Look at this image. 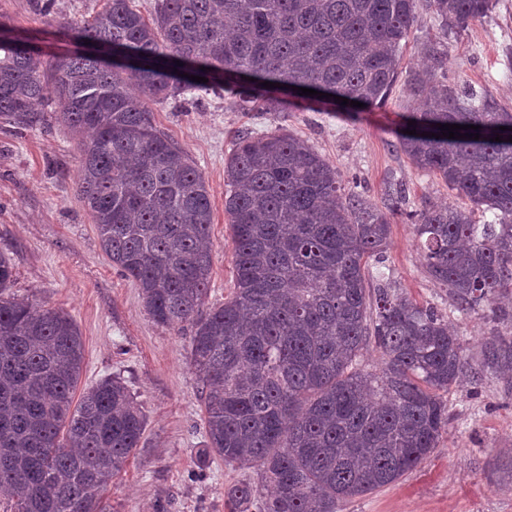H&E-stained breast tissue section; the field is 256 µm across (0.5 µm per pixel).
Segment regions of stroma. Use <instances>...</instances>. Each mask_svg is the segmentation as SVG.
<instances>
[{
	"instance_id": "stroma-1",
	"label": "stroma",
	"mask_w": 512,
	"mask_h": 512,
	"mask_svg": "<svg viewBox=\"0 0 512 512\" xmlns=\"http://www.w3.org/2000/svg\"><path fill=\"white\" fill-rule=\"evenodd\" d=\"M106 0H0V21L41 48L57 24L93 16ZM440 32L427 0H419L413 32L402 49L400 79L383 105L363 112L330 111L293 101L285 112L236 108L228 95L200 92L174 105H154L157 126L201 169L213 212L209 302L233 288L232 231L224 213V161L237 136L285 128L312 142L344 185L383 205L389 176L403 180L408 204L391 217L385 264H370V282L396 280L420 303L436 307L458 334L464 355L478 364L492 331L512 335V322L492 323L484 311L461 314L425 271L409 212L427 201L456 202L437 177L417 169L397 149L407 113L417 111L405 75L422 67L421 48ZM512 47V0H495L487 17L453 39L448 76L512 105V72L501 63ZM44 122L18 129L0 120V253L14 264L12 291L34 304L67 312L84 343L80 391L118 377L140 405L146 426L125 470L105 500L112 512H233L224 490L258 475L205 453L200 381L189 362L187 331L158 325L136 284L102 253L94 224L78 195L79 152L53 102ZM448 429L433 452L396 483L340 504L338 512H512V387L493 375L464 377L447 394Z\"/></svg>"
}]
</instances>
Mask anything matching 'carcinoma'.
<instances>
[{
	"instance_id": "obj_1",
	"label": "carcinoma",
	"mask_w": 512,
	"mask_h": 512,
	"mask_svg": "<svg viewBox=\"0 0 512 512\" xmlns=\"http://www.w3.org/2000/svg\"><path fill=\"white\" fill-rule=\"evenodd\" d=\"M493 4L429 0L442 35L422 46L428 65L408 83L421 105L407 115L416 134L398 141L471 204L411 211L426 272L458 311L483 308L501 323L512 321V108L448 78L449 41ZM417 5L155 0L147 19L134 0H106L62 26L74 48L47 64L27 38L0 39V118L38 127L35 104L51 97L72 133H91L79 145V195L102 251L157 324L191 326L206 451L272 486L263 497L250 482L230 485L234 505L337 512L397 482L436 448L448 428L441 393L471 366L436 308L392 280L370 288L368 263L386 257L403 184L371 204L283 128L242 135L224 160L235 277L224 302L208 303V188L191 155L157 128L152 105L218 89L241 110L285 112L296 86L331 95L311 101L338 112L361 111L338 96L372 108L397 81ZM438 123L470 129L426 136L441 133ZM13 280L0 254V495L12 512H110L102 493L139 447L145 417L118 378L75 399L84 363L76 323L8 293ZM371 344L383 357L378 372L359 363ZM480 372L512 384V337L485 340Z\"/></svg>"
}]
</instances>
